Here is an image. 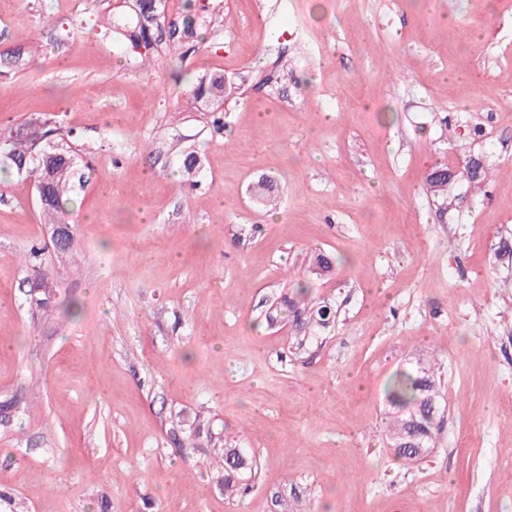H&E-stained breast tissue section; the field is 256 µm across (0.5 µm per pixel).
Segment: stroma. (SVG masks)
<instances>
[{"label":"stroma","instance_id":"obj_1","mask_svg":"<svg viewBox=\"0 0 512 512\" xmlns=\"http://www.w3.org/2000/svg\"><path fill=\"white\" fill-rule=\"evenodd\" d=\"M209 4L147 66L109 29L122 0H0V57L31 54L0 126L73 131L83 176L66 254L33 177L0 183V512H512V0ZM220 72L239 101L184 94ZM299 282L335 314L308 340L266 318ZM428 356L440 414L409 461L385 385ZM196 420L255 455L246 495ZM51 228V241L59 253H68L74 246L73 226L66 221L55 220L48 224Z\"/></svg>","mask_w":512,"mask_h":512}]
</instances>
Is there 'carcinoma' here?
<instances>
[{
	"mask_svg": "<svg viewBox=\"0 0 512 512\" xmlns=\"http://www.w3.org/2000/svg\"><path fill=\"white\" fill-rule=\"evenodd\" d=\"M207 10L205 0H187L181 19L182 33L186 36L196 34L197 21ZM124 23L118 34L124 40L127 53L145 62L154 54L161 18L165 17L163 0H125ZM187 94L198 102L227 101L236 99L242 89L232 78L225 75H212L191 86ZM58 136L55 142L59 151L67 156L74 155L71 145L65 138L72 137V131L50 126L47 119L28 118L18 126L0 128V172L5 175L23 172L39 177L34 164L29 162L32 154L44 150L42 143L50 137ZM78 175L77 167L45 187V195L54 216L64 210V204L71 200V194ZM305 293V287L297 284L294 295H285L277 303L273 312L266 316L273 320L282 310L296 311V297ZM333 321L332 309L321 305L309 314V322L314 327L325 328ZM438 393V368L431 360L419 359L415 365L398 371L390 380L387 395L394 406L389 416V436L395 449L407 442H418L426 448L432 447L434 422L429 398ZM212 447H221L216 462L217 471L223 473L224 494L232 497L246 493L250 485L254 468L252 456L244 448H231L221 443V437L208 433Z\"/></svg>",
	"mask_w": 512,
	"mask_h": 512,
	"instance_id": "carcinoma-1",
	"label": "carcinoma"
}]
</instances>
